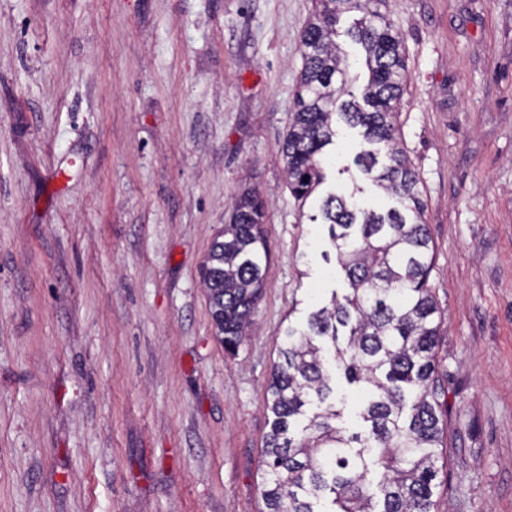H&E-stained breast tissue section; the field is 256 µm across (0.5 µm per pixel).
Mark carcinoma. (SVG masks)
Returning a JSON list of instances; mask_svg holds the SVG:
<instances>
[{
  "label": "carcinoma",
  "instance_id": "cac0c4a2",
  "mask_svg": "<svg viewBox=\"0 0 512 512\" xmlns=\"http://www.w3.org/2000/svg\"><path fill=\"white\" fill-rule=\"evenodd\" d=\"M384 0H314L301 34L303 65L294 115L282 146L288 190L313 200L315 222L330 239L348 292L285 330L268 385L273 414L263 448L261 496L266 512H435L443 412L436 375L441 317L428 288L434 246L423 221L418 174L396 138L407 83L402 39L375 9ZM347 30L365 55L368 77L350 90L336 43ZM358 130L354 163L369 186L395 198L372 206L365 189L316 195L336 122ZM264 200L254 190L233 204L203 268L217 336L229 353L246 336L269 260L261 230ZM363 395V431L348 433L336 400V374ZM377 476V492L369 476Z\"/></svg>",
  "mask_w": 512,
  "mask_h": 512
}]
</instances>
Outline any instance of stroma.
I'll list each match as a JSON object with an SVG mask.
<instances>
[{
	"mask_svg": "<svg viewBox=\"0 0 512 512\" xmlns=\"http://www.w3.org/2000/svg\"><path fill=\"white\" fill-rule=\"evenodd\" d=\"M313 0H0V512H265L277 338L347 281L282 143ZM448 437L437 512H512V0H385ZM340 128L320 193L363 181ZM246 338L202 267L243 188ZM265 204L255 190L242 192L229 224L213 239L203 268L210 313L224 350L235 353L246 336L263 289L269 260L261 230Z\"/></svg>",
	"mask_w": 512,
	"mask_h": 512,
	"instance_id": "1",
	"label": "stroma"
}]
</instances>
